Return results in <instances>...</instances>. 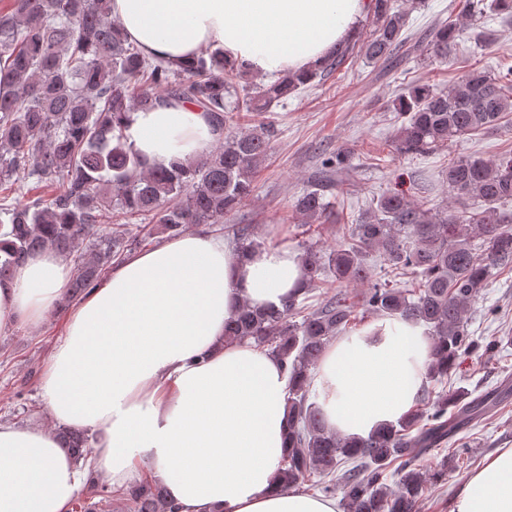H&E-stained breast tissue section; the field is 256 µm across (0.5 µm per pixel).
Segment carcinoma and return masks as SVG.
<instances>
[{
  "mask_svg": "<svg viewBox=\"0 0 512 512\" xmlns=\"http://www.w3.org/2000/svg\"><path fill=\"white\" fill-rule=\"evenodd\" d=\"M473 16L512 17V0H466ZM372 30L362 43L370 61L386 59L402 43L403 14L393 0H371ZM463 29L442 22L430 31L432 57L448 63V49ZM345 45L320 69L286 74L273 82L239 86L248 70L207 49L174 69L149 60L130 45L112 19L111 0H11L0 12V82L13 87L0 95V281L29 255L49 247L77 262L73 297L86 295L113 261L136 249L128 229L146 217L162 234L178 236L197 224H222L248 198L271 150L263 128L229 137L243 112H266L322 72L339 67ZM234 105H228L229 99ZM168 100L201 108L222 142L189 164L156 168L127 142L125 125L134 111ZM394 109L405 122L395 141L404 155H422L467 135L501 124L512 112V64L468 69L448 88L427 83L406 87ZM26 173L48 188L10 204L21 191L14 176ZM453 203L435 211L404 193L382 195L372 212L348 225L337 249L326 254L306 246V287L281 308L256 310L242 302L224 326L227 340H250L278 357L289 371L292 412L290 446L279 477L288 487L315 481L325 495L342 494L344 512H417L425 490L446 480L455 457L427 470L418 457L488 415L508 398L475 396L465 388L432 393L394 424L366 438L343 439L326 430L311 401L309 378L327 345L366 315L421 323L432 337L430 382L448 379L473 340L463 315L502 268L512 265V227L503 205L512 202V151L495 160L471 155L444 172ZM292 210L306 224H325L330 205L321 191L299 196ZM231 243L242 253L262 248L248 224H234ZM383 255L391 272L407 271L413 286L371 279L367 253ZM336 291L316 308L302 298L319 287L326 268ZM365 283L352 295L347 287ZM59 445L76 463L91 456V437L78 429L58 431ZM396 481L388 484L387 475ZM86 497L73 512H176L164 490L143 480L114 490L88 473Z\"/></svg>",
  "mask_w": 512,
  "mask_h": 512,
  "instance_id": "carcinoma-1",
  "label": "carcinoma"
}]
</instances>
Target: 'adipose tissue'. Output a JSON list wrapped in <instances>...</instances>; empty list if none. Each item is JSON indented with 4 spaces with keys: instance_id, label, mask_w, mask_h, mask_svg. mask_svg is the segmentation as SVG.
Masks as SVG:
<instances>
[{
    "instance_id": "ef3b65f1",
    "label": "adipose tissue",
    "mask_w": 512,
    "mask_h": 512,
    "mask_svg": "<svg viewBox=\"0 0 512 512\" xmlns=\"http://www.w3.org/2000/svg\"><path fill=\"white\" fill-rule=\"evenodd\" d=\"M369 0H112L128 42L172 67L203 49L262 74L318 69L350 40ZM126 136L154 167L188 161L216 135L205 113L174 100L131 114ZM72 275L54 251L0 282V328L37 324ZM306 282L285 245L241 253L185 233L113 265L68 314L43 379L54 419L95 437L113 487L146 464L179 512H340L336 499L282 488L289 373L250 341H227L241 301L279 307ZM432 341L380 319L325 350L311 389L325 427L358 439L414 407ZM82 472L54 432L0 423V512H69ZM448 512H512V448L460 484Z\"/></svg>"
}]
</instances>
